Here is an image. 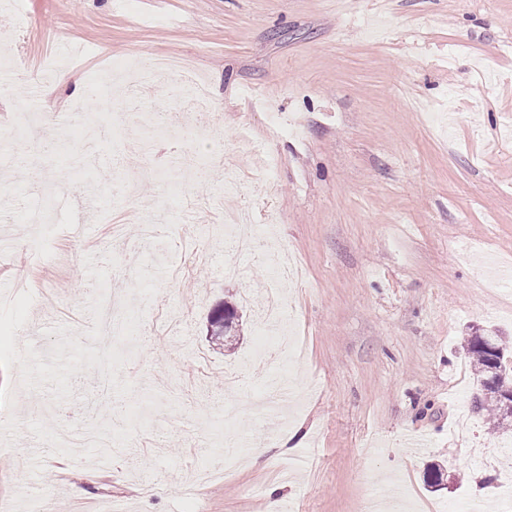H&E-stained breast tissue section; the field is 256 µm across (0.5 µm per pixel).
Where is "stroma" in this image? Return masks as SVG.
I'll list each match as a JSON object with an SVG mask.
<instances>
[{
	"mask_svg": "<svg viewBox=\"0 0 512 512\" xmlns=\"http://www.w3.org/2000/svg\"><path fill=\"white\" fill-rule=\"evenodd\" d=\"M0 139L30 108L67 113L72 88L17 76L54 57L84 88L99 69L155 56L192 61L213 110L209 134L158 137L156 175L122 194L144 155L127 124L79 162L32 154L27 126L0 162V502L40 512L43 475L65 459L69 512H263L270 489L292 512H362L400 492L402 512L478 499L512 457V426L472 409L471 334L512 352V0H0ZM208 160L179 177L171 155ZM236 170L242 179L227 188ZM94 188L82 247L74 200ZM243 211L267 252H289L304 280L278 281L296 348L256 357L269 272L224 275V226L195 203ZM198 238L207 265L181 241ZM51 297L32 305L17 295ZM133 323L184 310L168 339L91 341L98 302ZM239 303L240 338L212 348L207 314ZM40 341L26 347L27 336ZM112 356L121 415L93 400ZM279 378L280 412L257 407ZM206 438L189 450L187 433ZM427 435L418 454L408 437ZM261 445L265 465L245 454ZM27 463L15 467L17 456ZM444 470L441 489L426 471ZM155 490L148 498L140 490Z\"/></svg>",
	"mask_w": 512,
	"mask_h": 512,
	"instance_id": "stroma-1",
	"label": "stroma"
}]
</instances>
